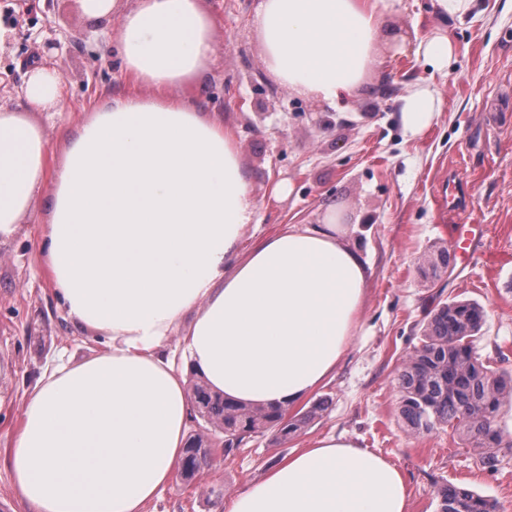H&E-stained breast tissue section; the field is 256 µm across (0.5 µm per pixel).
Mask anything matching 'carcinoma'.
Returning <instances> with one entry per match:
<instances>
[{
	"instance_id": "obj_1",
	"label": "carcinoma",
	"mask_w": 512,
	"mask_h": 512,
	"mask_svg": "<svg viewBox=\"0 0 512 512\" xmlns=\"http://www.w3.org/2000/svg\"><path fill=\"white\" fill-rule=\"evenodd\" d=\"M485 323V309L472 300H451L428 312L418 345L399 367L396 388L399 413L415 435L452 428L476 449L483 464L495 467L493 449L505 441L498 427L504 405L512 404V374L492 369L476 342ZM195 411L206 424L187 440L181 476L191 480L212 459L211 441L228 455L256 433L270 432L282 440L321 415L329 400L320 398L298 419L283 408H252L214 393L198 381L193 385ZM437 512H500L498 502L453 483L437 487Z\"/></svg>"
}]
</instances>
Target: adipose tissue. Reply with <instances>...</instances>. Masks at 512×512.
Here are the masks:
<instances>
[{
  "label": "adipose tissue",
  "mask_w": 512,
  "mask_h": 512,
  "mask_svg": "<svg viewBox=\"0 0 512 512\" xmlns=\"http://www.w3.org/2000/svg\"><path fill=\"white\" fill-rule=\"evenodd\" d=\"M72 0L87 19L118 18L125 82L58 165L31 113L62 82L40 69L0 112V238L48 201L43 264L71 325L105 348L46 369L9 450L30 512H143L181 463L193 400L166 345L186 325L188 363L214 391L251 406L293 408L329 378L362 318L370 274L335 205L241 252L258 203L236 133L174 89L215 50L201 0ZM395 0H259L251 20L269 72L295 94L344 106L377 61ZM415 59L444 72L455 49L424 36ZM152 96H145V89ZM436 111L409 90L403 119L422 133ZM224 512H411L403 473L333 437L295 449Z\"/></svg>",
  "instance_id": "ef3b65f1"
}]
</instances>
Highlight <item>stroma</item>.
I'll list each match as a JSON object with an SVG mask.
<instances>
[{
	"mask_svg": "<svg viewBox=\"0 0 512 512\" xmlns=\"http://www.w3.org/2000/svg\"><path fill=\"white\" fill-rule=\"evenodd\" d=\"M258 0H203L215 23L216 53L203 79L180 94L234 129L242 163L259 204L244 244L287 224L321 223L336 203L350 239L371 269L361 326L333 379L317 397L328 409L288 441L252 437L232 454L214 450L213 464L194 480L174 476L144 512H224V500L261 481L281 459L329 435L342 436L393 462L406 476L411 512H436V489L462 484L512 512V447L483 466L452 429L409 434L398 410L395 378L417 344L426 312L437 302L474 300L485 306L477 347L497 368L512 372V0H475L463 19L442 15L436 0H397L378 32L379 58L341 109L282 86L267 69L250 20ZM0 106L25 93L29 69L41 63L59 73L58 111L35 112L52 163L68 137L105 107L125 80L111 47L117 20L104 25L68 4L48 12L23 0H0ZM451 38L457 56L448 74L425 69L412 50L433 30ZM62 47L42 54L45 41ZM427 84L439 104L423 134L410 135L403 98ZM462 187L468 209L441 211L449 180ZM284 194L272 197L274 185ZM45 202L0 239V501L29 512L5 463L26 393L58 355L80 360L103 348L97 332L74 330L41 264ZM459 224H484L470 247L471 264L431 278L422 256L452 250Z\"/></svg>",
	"mask_w": 512,
	"mask_h": 512,
	"instance_id": "obj_1",
	"label": "stroma"
}]
</instances>
